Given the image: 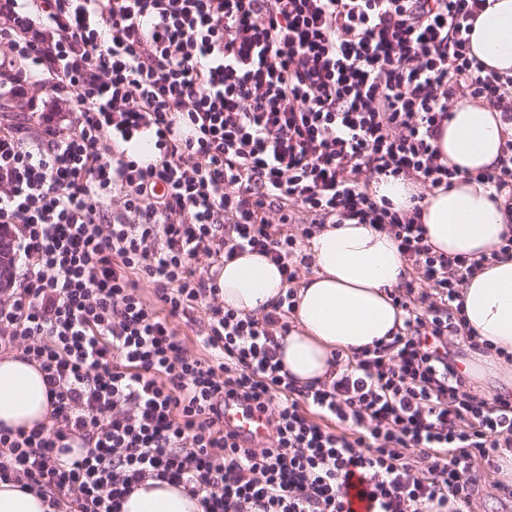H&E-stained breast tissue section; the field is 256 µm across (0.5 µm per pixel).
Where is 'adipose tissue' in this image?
Returning a JSON list of instances; mask_svg holds the SVG:
<instances>
[{
	"mask_svg": "<svg viewBox=\"0 0 512 512\" xmlns=\"http://www.w3.org/2000/svg\"><path fill=\"white\" fill-rule=\"evenodd\" d=\"M473 54L488 68L512 75V0H493L474 23ZM435 145L460 176L447 190L426 194L420 222L433 249L479 257L499 249L512 233V212L490 200L477 180L493 170L506 139L493 107L458 99ZM313 272L296 290L293 324L280 337L283 372L300 389L332 379L334 354L353 357L378 340L404 330V315L390 293L408 268L390 232L368 224H328L309 240ZM225 308L262 316L285 295L287 285L269 258L247 253L227 263L218 279ZM467 327L488 343L464 366L469 381L486 396L512 393V258L476 271L461 290ZM52 406L43 374L22 353H0V425H51ZM121 512H202L198 498L183 487L148 479L122 502Z\"/></svg>",
	"mask_w": 512,
	"mask_h": 512,
	"instance_id": "1",
	"label": "adipose tissue"
}]
</instances>
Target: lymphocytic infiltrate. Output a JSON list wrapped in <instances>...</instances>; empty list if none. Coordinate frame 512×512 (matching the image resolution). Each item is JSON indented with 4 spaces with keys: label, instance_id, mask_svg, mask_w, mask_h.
Instances as JSON below:
<instances>
[{
    "label": "lymphocytic infiltrate",
    "instance_id": "obj_1",
    "mask_svg": "<svg viewBox=\"0 0 512 512\" xmlns=\"http://www.w3.org/2000/svg\"><path fill=\"white\" fill-rule=\"evenodd\" d=\"M485 0H41L42 28L0 30V66L48 72L71 117L38 145L0 126V224L23 282L0 334L38 363L52 424L0 427V481L48 512H119L144 479L203 512H464L512 448V395L483 396L452 346L478 348L460 290L479 262L433 250L418 212L370 181L456 176L434 147L458 98L512 128V76L472 55ZM277 222H270L269 212ZM390 230L408 268L405 332L317 388L282 375L294 284L326 224ZM247 252L288 290L262 317L225 308L217 278ZM207 259V272L197 264ZM152 285L154 301L141 289ZM204 308L191 353L174 317ZM264 416L262 444L223 424Z\"/></svg>",
    "mask_w": 512,
    "mask_h": 512
}]
</instances>
